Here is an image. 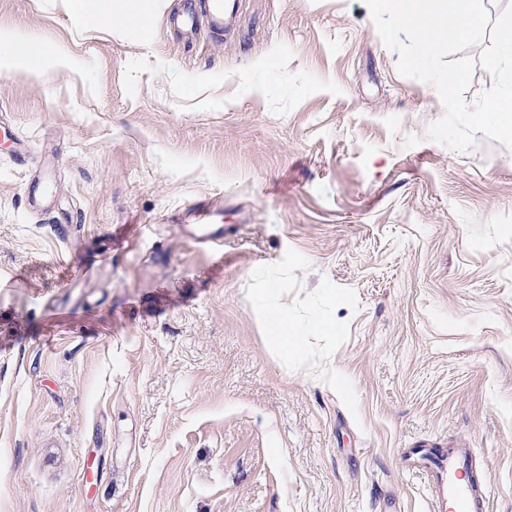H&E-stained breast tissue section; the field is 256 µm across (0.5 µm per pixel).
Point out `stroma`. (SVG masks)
<instances>
[{
	"mask_svg": "<svg viewBox=\"0 0 512 512\" xmlns=\"http://www.w3.org/2000/svg\"><path fill=\"white\" fill-rule=\"evenodd\" d=\"M191 2L0 0L62 57L0 70V512H428L419 444L512 512V152L427 139L362 0ZM67 12L91 22H107L123 30L145 31L149 11L144 0H61ZM202 10H188L179 19L186 33H192L202 23L212 29H224L235 15L236 0H200ZM265 321L268 339L274 346L285 351L302 347L304 336H299L298 329L291 324L288 311L282 308L269 309Z\"/></svg>",
	"mask_w": 512,
	"mask_h": 512,
	"instance_id": "35a3bbf8",
	"label": "stroma"
}]
</instances>
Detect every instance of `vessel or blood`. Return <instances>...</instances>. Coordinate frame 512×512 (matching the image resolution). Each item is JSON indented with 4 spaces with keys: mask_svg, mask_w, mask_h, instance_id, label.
Returning <instances> with one entry per match:
<instances>
[{
    "mask_svg": "<svg viewBox=\"0 0 512 512\" xmlns=\"http://www.w3.org/2000/svg\"><path fill=\"white\" fill-rule=\"evenodd\" d=\"M236 11V0H202L201 10L185 12L179 23L185 32L200 25L223 29ZM417 470L431 493L433 512H485L486 478L471 449L455 448L438 454L429 448L416 450Z\"/></svg>",
    "mask_w": 512,
    "mask_h": 512,
    "instance_id": "vessel-or-blood-1",
    "label": "vessel or blood"
}]
</instances>
